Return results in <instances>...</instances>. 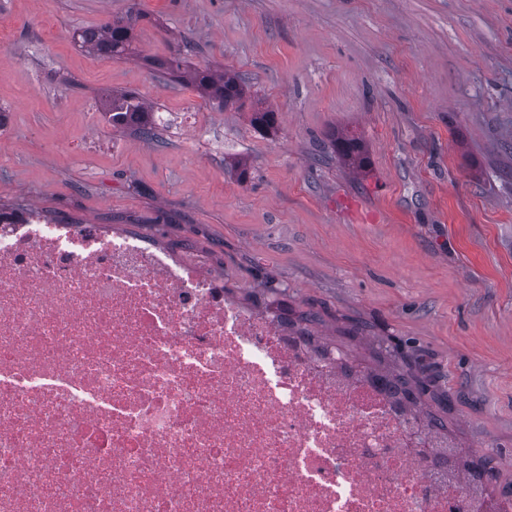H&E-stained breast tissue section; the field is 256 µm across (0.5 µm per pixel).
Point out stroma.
Returning <instances> with one entry per match:
<instances>
[{"label":"stroma","instance_id":"obj_1","mask_svg":"<svg viewBox=\"0 0 512 512\" xmlns=\"http://www.w3.org/2000/svg\"><path fill=\"white\" fill-rule=\"evenodd\" d=\"M136 9L138 55L75 43ZM184 38L275 132L145 64ZM130 90L171 115L158 142L104 118ZM0 110V207L146 234L239 302L287 289L360 360L385 340L512 490V0H0ZM331 148L336 157L358 170L367 166V156L362 139L354 134L334 133L331 137Z\"/></svg>","mask_w":512,"mask_h":512}]
</instances>
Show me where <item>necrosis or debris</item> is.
<instances>
[{
  "instance_id": "obj_1",
  "label": "necrosis or debris",
  "mask_w": 512,
  "mask_h": 512,
  "mask_svg": "<svg viewBox=\"0 0 512 512\" xmlns=\"http://www.w3.org/2000/svg\"><path fill=\"white\" fill-rule=\"evenodd\" d=\"M437 446L222 278L0 211V512H488Z\"/></svg>"
}]
</instances>
